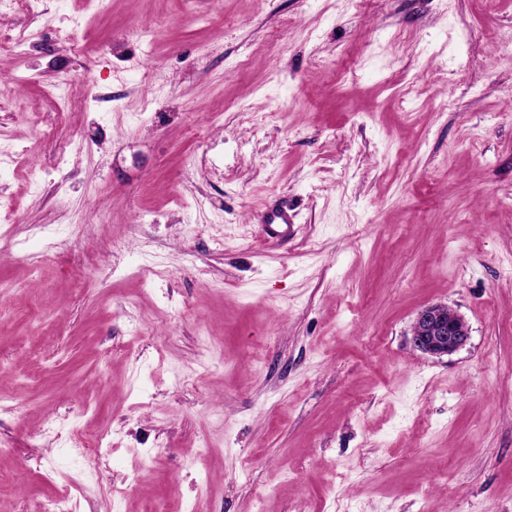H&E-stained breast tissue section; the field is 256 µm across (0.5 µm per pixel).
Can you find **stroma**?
<instances>
[{
  "mask_svg": "<svg viewBox=\"0 0 512 512\" xmlns=\"http://www.w3.org/2000/svg\"><path fill=\"white\" fill-rule=\"evenodd\" d=\"M21 29L0 512H512V0H0ZM260 224H263V230L267 239L279 241L288 236L291 216L284 209H266L260 215ZM469 339L465 319L445 304L422 309L411 326L409 338L416 350L432 357L452 355L464 348Z\"/></svg>",
  "mask_w": 512,
  "mask_h": 512,
  "instance_id": "obj_1",
  "label": "stroma"
}]
</instances>
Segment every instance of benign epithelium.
<instances>
[{
    "label": "benign epithelium",
    "instance_id": "7a95c632",
    "mask_svg": "<svg viewBox=\"0 0 512 512\" xmlns=\"http://www.w3.org/2000/svg\"><path fill=\"white\" fill-rule=\"evenodd\" d=\"M469 339L470 329L465 319L445 304L422 309L410 330L413 347L432 357L452 355L464 348Z\"/></svg>",
    "mask_w": 512,
    "mask_h": 512
}]
</instances>
